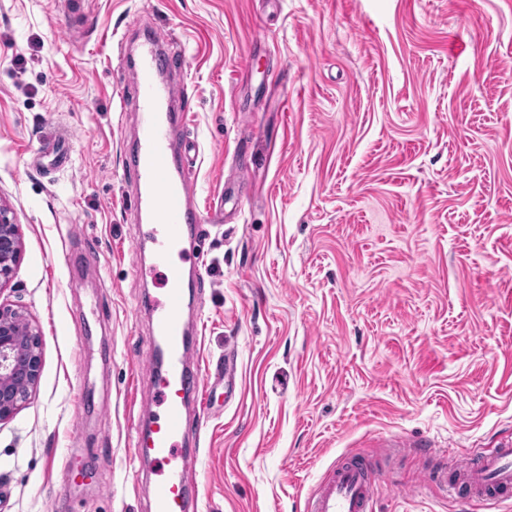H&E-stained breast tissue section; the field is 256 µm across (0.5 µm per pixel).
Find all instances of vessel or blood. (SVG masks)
Masks as SVG:
<instances>
[{"label":"vessel or blood","instance_id":"vessel-or-blood-1","mask_svg":"<svg viewBox=\"0 0 512 512\" xmlns=\"http://www.w3.org/2000/svg\"><path fill=\"white\" fill-rule=\"evenodd\" d=\"M155 42L142 44L127 77L134 88L135 109L142 115L136 134L132 174L136 194L130 209L147 217L150 233L164 260L166 290L153 308V330L161 342L162 371L145 403L158 407L148 429L137 443L139 457L156 464L157 479L152 491L151 512H196L191 496L201 478L193 456L186 454L190 442L187 429L188 391H202L208 385L205 372L191 371V355L186 346L182 321L184 268L168 262V255L181 244L187 225L201 224L192 151L195 144L178 145L169 104L179 88L159 80L168 66ZM432 484L453 498L470 505L503 503L512 500V444L487 453L472 452L452 458L448 473L435 475ZM381 480L359 463L342 459L329 468L310 491L306 512H375L382 495Z\"/></svg>","mask_w":512,"mask_h":512}]
</instances>
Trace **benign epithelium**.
<instances>
[{"label":"benign epithelium","mask_w":512,"mask_h":512,"mask_svg":"<svg viewBox=\"0 0 512 512\" xmlns=\"http://www.w3.org/2000/svg\"><path fill=\"white\" fill-rule=\"evenodd\" d=\"M23 243L14 212L0 202V281L10 278ZM38 332L22 310L0 303V422L10 418L41 372Z\"/></svg>","instance_id":"benign-epithelium-1"}]
</instances>
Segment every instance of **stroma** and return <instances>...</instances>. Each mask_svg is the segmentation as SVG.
<instances>
[{
  "mask_svg": "<svg viewBox=\"0 0 512 512\" xmlns=\"http://www.w3.org/2000/svg\"><path fill=\"white\" fill-rule=\"evenodd\" d=\"M178 52L207 225L185 319L201 512H304L362 456L378 512H460L422 478L512 444V0H0V301L42 369L0 423V512H150L148 230L122 207L137 37ZM249 172L240 189L239 167ZM93 259L103 281L81 274ZM23 243L14 212L0 200V288L18 263Z\"/></svg>",
  "mask_w": 512,
  "mask_h": 512,
  "instance_id": "35a3bbf8",
  "label": "stroma"
}]
</instances>
